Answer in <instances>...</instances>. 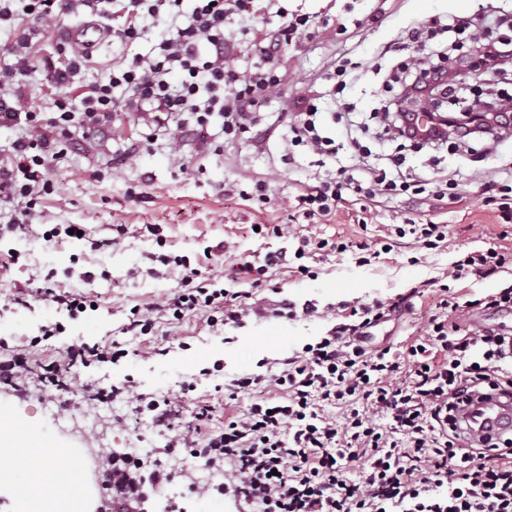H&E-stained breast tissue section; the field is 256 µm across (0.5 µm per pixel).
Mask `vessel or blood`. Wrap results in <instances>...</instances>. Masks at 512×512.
<instances>
[{"label": "vessel or blood", "instance_id": "b4317fda", "mask_svg": "<svg viewBox=\"0 0 512 512\" xmlns=\"http://www.w3.org/2000/svg\"><path fill=\"white\" fill-rule=\"evenodd\" d=\"M106 35L99 23L85 22L70 30L68 40L75 54L85 55L95 50ZM452 423L474 447L490 449L494 442L512 435V395L500 391L475 393L454 411Z\"/></svg>", "mask_w": 512, "mask_h": 512}]
</instances>
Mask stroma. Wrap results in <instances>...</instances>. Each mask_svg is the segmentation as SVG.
Instances as JSON below:
<instances>
[{"label":"stroma","mask_w":512,"mask_h":512,"mask_svg":"<svg viewBox=\"0 0 512 512\" xmlns=\"http://www.w3.org/2000/svg\"><path fill=\"white\" fill-rule=\"evenodd\" d=\"M287 7L317 16L322 27L315 38L287 50L291 81L264 108L267 122L277 123L278 128L261 148L244 140L218 151H204L196 132L190 131L173 153L165 137L148 141L147 128L123 114L101 139L73 129L65 142L67 155L54 174L56 190L40 198L24 234L0 239V339L34 336L41 325L61 321L66 331L45 347L43 359H61L68 347L84 342L105 346L117 342L127 349V356L89 370L88 380L118 386L131 378L143 393L175 397L182 383L193 379L197 382L195 397L205 399L215 385L236 375L256 373L264 366L276 371L280 359L317 342L348 316L356 302H400V313L373 327L366 343L369 350L387 348L398 355L418 335L441 284H449L462 301L512 287V264L488 276L448 279L449 269L461 254L498 242L500 227L491 207L483 205L481 185L472 175L511 169L512 140L494 151L486 150L480 141L472 142L466 151L449 145L438 152L405 148L407 166L418 173L431 176L434 166L441 165L456 171L464 183L467 201L449 206L444 214L402 195L381 207L364 210L356 204L339 210L330 221L306 224L284 208H261L224 192L230 184L266 177L276 197L288 198L296 180L304 178L315 160L309 153L297 155L292 166L281 160L291 101L310 92L317 95L319 109L334 111L326 92L334 84L332 74L343 55L355 61L371 60L381 45L411 22L448 13L478 15L493 27L500 18H512V0H288ZM339 19L346 22V32L337 31ZM144 25L146 34L135 43L111 38L96 48L83 80L104 79L113 58L148 53L164 27L149 19ZM374 89V82L365 78L344 90L341 99L349 104L350 114L348 122L337 124V137L345 136L348 123L365 122L378 106ZM183 163L194 167V176L181 175ZM408 219L447 222V242L425 250L406 237L370 264L357 263L355 242L378 243L387 225ZM69 224L84 225L85 239L47 238V231ZM119 224L125 226V234L116 232ZM254 224H286L291 231L260 237L250 230ZM302 235L328 240L336 248L307 259L311 276L297 273L294 264H281L270 267L262 285L251 290L252 302L264 307L287 298L297 309V317L252 319L243 327L226 328L220 336L212 335L198 316L174 326L160 325L153 336L122 334L131 308L145 306L179 287V270L163 265L160 255L185 256L202 276L223 278L237 291L242 284L233 281L232 275L238 263H259L266 253L275 251L293 254ZM342 242L347 245L343 251L338 248ZM47 281L89 294L97 310L71 320L46 301L31 307L12 303L15 289L36 288ZM309 302L317 306V315H302V307ZM157 346L162 347V354L146 355V348ZM205 367L214 368V375L199 377ZM61 406L70 411L80 407L106 412L104 438L112 447L151 449L164 456L171 468L181 469L190 462L181 452H165L166 433L154 426L149 413L124 396L102 403L71 385L42 387L33 379L13 387L0 386V411L12 416L20 432L37 433L44 443L58 448L83 447V438L50 418V410ZM167 490L169 512H179L182 496L189 490L199 512L238 510L231 497L190 489L179 477Z\"/></svg>","instance_id":"1"}]
</instances>
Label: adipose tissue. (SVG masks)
I'll list each match as a JSON object with an SVG mask.
<instances>
[{
  "mask_svg": "<svg viewBox=\"0 0 512 512\" xmlns=\"http://www.w3.org/2000/svg\"><path fill=\"white\" fill-rule=\"evenodd\" d=\"M0 453L12 463L0 467V489L18 490L17 512H82V473L61 466L66 448L44 445L38 438L20 439L9 416L0 414Z\"/></svg>",
  "mask_w": 512,
  "mask_h": 512,
  "instance_id": "1",
  "label": "adipose tissue"
}]
</instances>
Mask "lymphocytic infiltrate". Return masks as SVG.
Masks as SVG:
<instances>
[{
    "label": "lymphocytic infiltrate",
    "instance_id": "1",
    "mask_svg": "<svg viewBox=\"0 0 512 512\" xmlns=\"http://www.w3.org/2000/svg\"><path fill=\"white\" fill-rule=\"evenodd\" d=\"M114 2L0 0V27L13 34L7 48L12 62L0 68V125L25 129L9 160L0 162V199L24 200L25 208L21 219L0 225V236L27 230L40 196L53 192L51 174L65 156L61 142L73 126L102 136L114 113L130 112L143 115L144 125L173 143L185 128L201 131L218 117L225 143L247 137L262 146L260 109L288 82L283 50L297 45L313 24L281 0H194L188 12L182 0H125L123 23L112 31L121 41L142 38L145 17L167 25L149 53L113 62L107 78L92 85L81 82L86 58L75 56L58 67L40 56L34 40L55 27L60 15L81 8L103 15ZM274 15L279 25H271ZM235 27L247 36L246 50L255 57L244 70L230 63ZM445 29L455 36L451 47L419 44L384 74V83L399 85L402 95L383 105L378 138L432 147L452 136L461 142L483 138L498 148L512 138V109L484 113L473 99L458 104L446 127L434 123L423 131L417 124L409 103L425 82L457 83L446 69L450 51H457L459 67L472 76L512 68V40L494 33L478 37L477 26L457 15L447 16ZM37 72L65 90L47 117L27 102L30 77ZM119 87L127 98L114 97ZM293 105L287 155L301 149L334 160L353 148L363 158L357 174L341 167L297 181L289 206L307 223L329 220L354 195L378 204L405 194L439 202L465 198L448 171L429 179L404 170L399 155L391 156L386 168L368 164L371 150L358 138L339 142L326 134L311 98L298 97ZM163 262L179 267L180 287L152 307L133 309L124 326L131 336L151 335L160 323L177 324L190 315L204 317L217 333L255 314L248 292L200 278L185 257L167 256ZM511 262L512 252L491 247L464 255L448 276L489 275ZM473 309L511 311L512 290L462 303L440 298L421 334L398 357L365 347L369 328L387 320L390 307L380 301L359 306L355 321L337 323L303 352L281 359L277 372L237 376L214 400L196 402L181 427L173 423L176 410L169 399H147L131 383L126 392L151 413L153 424L168 431V448L185 449L209 468L232 464L224 491L256 512H512V438L492 457L466 447L449 425L453 409L474 391L512 390V336L463 328L460 317ZM62 330L57 323L44 325L39 335L13 346L10 359L0 362V381L10 385L30 373L33 348ZM126 354L117 345L84 344L66 360L43 365L40 380L52 383L64 374L79 379L81 369L113 364ZM242 396L247 407L213 426L216 404Z\"/></svg>",
    "mask_w": 512,
    "mask_h": 512
}]
</instances>
